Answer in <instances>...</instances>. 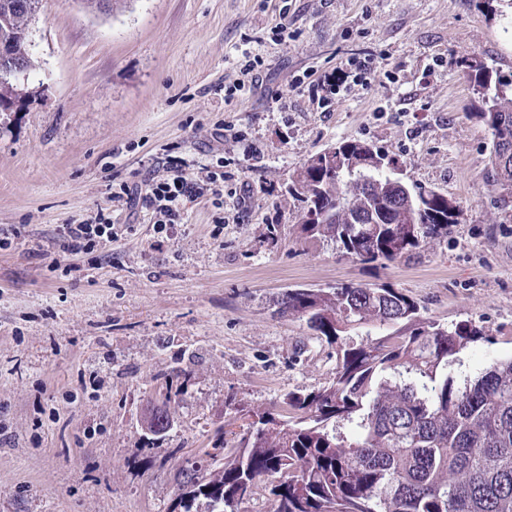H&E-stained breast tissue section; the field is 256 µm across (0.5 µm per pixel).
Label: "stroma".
I'll return each instance as SVG.
<instances>
[{"label": "stroma", "instance_id": "1", "mask_svg": "<svg viewBox=\"0 0 512 512\" xmlns=\"http://www.w3.org/2000/svg\"><path fill=\"white\" fill-rule=\"evenodd\" d=\"M511 20L512 0H293L284 18L262 0H125L110 14L47 0L28 94L0 115V226L20 231L0 250V512H172L179 471L221 468L247 411L287 413L289 393L335 377V348L279 314L288 289L385 285L429 321L472 322L484 337L459 353L460 380L512 358V222L483 181L490 134L469 81L475 61L512 79ZM248 52L265 60L258 84L225 104L213 88ZM354 56L377 76L330 111L293 89ZM220 120L258 156L216 136ZM346 140L456 202L447 236L384 265L303 234L288 186ZM166 145L190 177L225 165L223 208L188 203L170 237L123 214L104 249L63 252V224L111 209L110 185L157 175ZM161 404L173 426L154 438L141 423Z\"/></svg>", "mask_w": 512, "mask_h": 512}]
</instances>
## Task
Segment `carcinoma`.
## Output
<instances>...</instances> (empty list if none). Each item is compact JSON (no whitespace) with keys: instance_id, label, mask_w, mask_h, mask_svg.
I'll return each mask as SVG.
<instances>
[{"instance_id":"carcinoma-1","label":"carcinoma","mask_w":512,"mask_h":512,"mask_svg":"<svg viewBox=\"0 0 512 512\" xmlns=\"http://www.w3.org/2000/svg\"><path fill=\"white\" fill-rule=\"evenodd\" d=\"M23 0H0V68L35 66L32 26L44 10ZM474 91L491 136L486 181L512 216V157L499 169L500 150L512 148V81L481 64ZM23 85L0 79V105L17 100ZM368 145L344 141L311 156L289 190L315 211L302 232L340 244L361 262L410 257L458 223L448 196L414 185L405 196L393 177L397 162L380 150L370 165ZM278 312L306 319L336 348V376L306 394L290 393L289 416L252 411L232 458L216 473L183 470L178 507L192 512H238L259 485H270L274 512H512V359L457 384L448 372L455 356L483 338L469 321L444 328L394 288L344 284L291 289ZM387 327L360 342L342 336L340 324ZM170 428L168 411L150 413L148 429Z\"/></svg>"}]
</instances>
